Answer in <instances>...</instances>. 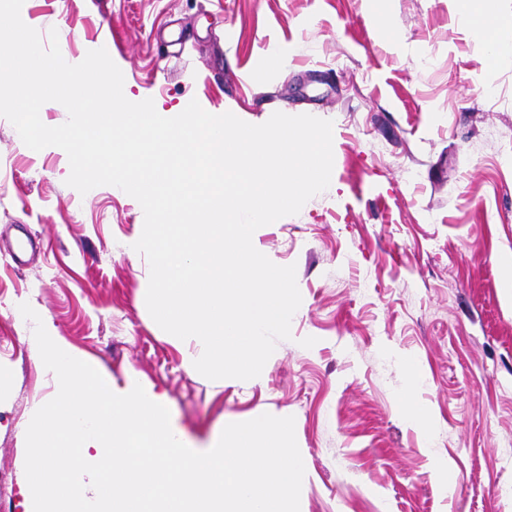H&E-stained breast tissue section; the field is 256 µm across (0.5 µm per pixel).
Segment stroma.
<instances>
[{"label":"stroma","mask_w":512,"mask_h":512,"mask_svg":"<svg viewBox=\"0 0 512 512\" xmlns=\"http://www.w3.org/2000/svg\"><path fill=\"white\" fill-rule=\"evenodd\" d=\"M71 62L107 48L138 99L198 101L250 124L274 112L333 123L332 189L260 227L295 265L292 338L257 378L211 381L145 304L149 264L125 244L144 214L124 191L69 187L66 152L29 151L0 117V512H23L22 425L54 390L29 303L112 378L153 386L196 442L224 424L294 416L300 512H512V66L493 69L448 0H24ZM388 19L404 50L379 29ZM284 66L266 72L271 48ZM419 360L433 440L405 416L399 359ZM447 458L453 491L431 475Z\"/></svg>","instance_id":"35a3bbf8"}]
</instances>
